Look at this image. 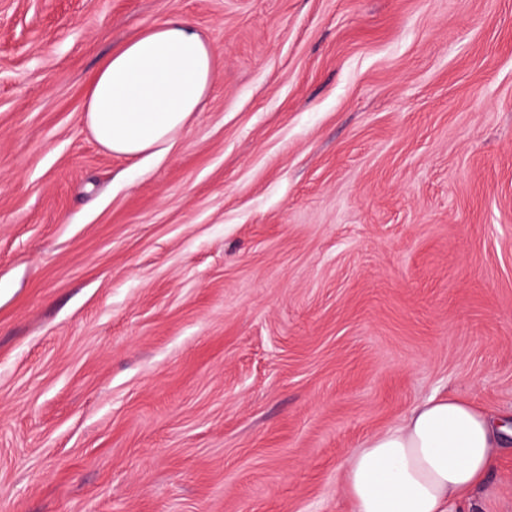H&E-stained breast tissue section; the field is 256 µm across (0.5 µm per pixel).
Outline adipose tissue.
<instances>
[{
	"label": "adipose tissue",
	"mask_w": 512,
	"mask_h": 512,
	"mask_svg": "<svg viewBox=\"0 0 512 512\" xmlns=\"http://www.w3.org/2000/svg\"><path fill=\"white\" fill-rule=\"evenodd\" d=\"M213 53L187 21L155 24L113 51L89 83L84 122L122 157L159 155L207 96ZM496 416L454 395L411 407L347 465L355 512H453L481 487L502 444Z\"/></svg>",
	"instance_id": "ef3b65f1"
}]
</instances>
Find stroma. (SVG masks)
Listing matches in <instances>:
<instances>
[{
  "mask_svg": "<svg viewBox=\"0 0 512 512\" xmlns=\"http://www.w3.org/2000/svg\"><path fill=\"white\" fill-rule=\"evenodd\" d=\"M175 17L206 103L111 154L90 78ZM448 394L512 417V0H0V512H354Z\"/></svg>",
  "mask_w": 512,
  "mask_h": 512,
  "instance_id": "obj_1",
  "label": "stroma"
}]
</instances>
